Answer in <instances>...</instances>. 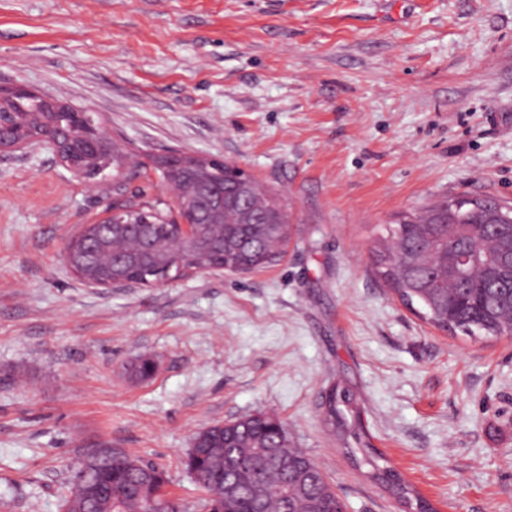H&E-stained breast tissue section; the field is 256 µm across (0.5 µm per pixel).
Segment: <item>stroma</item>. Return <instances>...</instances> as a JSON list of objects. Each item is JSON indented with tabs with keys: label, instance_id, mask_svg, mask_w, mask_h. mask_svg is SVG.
Instances as JSON below:
<instances>
[{
	"label": "stroma",
	"instance_id": "35a3bbf8",
	"mask_svg": "<svg viewBox=\"0 0 512 512\" xmlns=\"http://www.w3.org/2000/svg\"><path fill=\"white\" fill-rule=\"evenodd\" d=\"M0 83L97 113L128 155L236 164L292 226L274 268L92 288L68 241L114 202L169 201L158 173L90 188L48 149L1 155L0 512H59L104 442L199 512L194 434L259 411L348 512H403L357 446L437 512H512V337L426 324L373 258L403 213L512 203V0H0ZM338 384L363 439L328 422Z\"/></svg>",
	"mask_w": 512,
	"mask_h": 512
}]
</instances>
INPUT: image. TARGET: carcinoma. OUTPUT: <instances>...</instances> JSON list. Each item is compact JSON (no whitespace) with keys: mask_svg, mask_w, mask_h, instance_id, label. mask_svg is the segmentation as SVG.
Masks as SVG:
<instances>
[{"mask_svg":"<svg viewBox=\"0 0 512 512\" xmlns=\"http://www.w3.org/2000/svg\"><path fill=\"white\" fill-rule=\"evenodd\" d=\"M152 166L176 186L194 178L196 168L179 158H151ZM253 203L278 231L269 234L256 224L227 234L224 245L204 238L198 255L217 266L239 272L273 266L286 254L291 240L288 212L268 190L255 183ZM512 238V210L485 198L453 197L404 213L385 228L374 251L378 277L416 314L439 330L468 336L497 338L512 335V280L490 283L484 275L496 257L498 244ZM467 247L476 262L461 275L462 287L440 288L441 270L448 253ZM126 271L149 281L181 260L177 252L162 259L140 242H124ZM156 362L141 357L131 365L140 379L152 377ZM346 389H332L328 402L331 425L342 429L350 407ZM95 465L79 469L65 486L60 512H184L164 492L169 483L164 468L146 463L125 450L110 459L101 448L91 452ZM371 476L408 512H436L406 485L390 467L374 461ZM185 470L205 493L204 512H347L346 503L325 481L317 463L292 446L283 421L265 412L245 415L233 424L207 426L196 433L183 460ZM93 485L99 493L78 499V483Z\"/></svg>","mask_w":512,"mask_h":512,"instance_id":"cac0c4a2","label":"carcinoma"}]
</instances>
